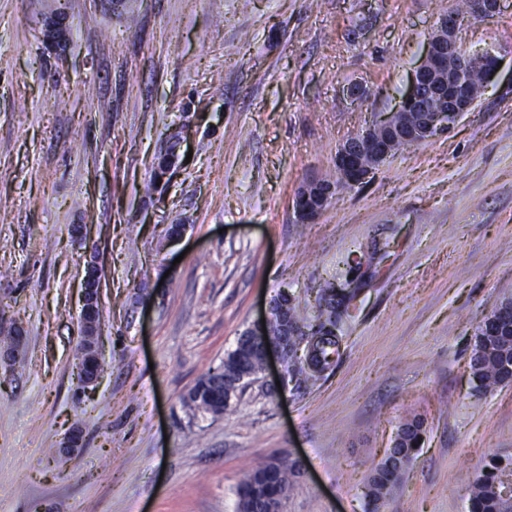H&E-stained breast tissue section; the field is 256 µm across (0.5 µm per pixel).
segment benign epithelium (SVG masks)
<instances>
[{"instance_id": "obj_1", "label": "benign epithelium", "mask_w": 512, "mask_h": 512, "mask_svg": "<svg viewBox=\"0 0 512 512\" xmlns=\"http://www.w3.org/2000/svg\"><path fill=\"white\" fill-rule=\"evenodd\" d=\"M500 11V0H472V15L493 17ZM459 19L445 15L432 34L422 64L413 74L411 86L396 111L375 121L363 134L347 140L337 151L334 164L338 181L311 180L301 186L293 200L296 222L307 224L324 211L342 185L363 183L390 155L398 141L418 144L451 129L470 111L483 94L486 79L499 67L500 58L489 51L466 54L460 47L456 30ZM480 69L484 80L470 79L468 72ZM103 275L96 257L85 264L81 288V345L77 379L83 391L93 389L103 370L97 330L100 320ZM276 303H271L265 323L248 329L240 344L256 343L262 350L259 373H264L272 356L288 363V318L274 319ZM212 377L224 379V403L231 404L246 374H231L220 368Z\"/></svg>"}]
</instances>
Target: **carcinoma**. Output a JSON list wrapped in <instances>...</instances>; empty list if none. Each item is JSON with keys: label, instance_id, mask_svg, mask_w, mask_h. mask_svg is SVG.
I'll use <instances>...</instances> for the list:
<instances>
[{"label": "carcinoma", "instance_id": "obj_1", "mask_svg": "<svg viewBox=\"0 0 512 512\" xmlns=\"http://www.w3.org/2000/svg\"><path fill=\"white\" fill-rule=\"evenodd\" d=\"M346 289L327 282L320 288V305L314 322L301 318L292 304V299L282 294L277 302L278 314L288 317L290 336L288 342H306L309 358L293 369L292 377L307 381L318 379L336 365L341 357L339 318L336 312V296ZM471 369L479 387L489 388L512 381V329L506 325L496 328L493 335L476 337ZM226 368L234 371L245 369L253 372L261 365L260 347L237 346L227 354ZM223 386L208 389L203 395L199 410L208 412L223 405ZM423 424L417 419L403 423L398 428L396 453L400 456V467L390 466V461L381 462L369 475L366 496L379 508L401 482L404 473L415 458L418 448L414 444L422 439ZM512 477V458L492 456L481 472L475 476L468 488L470 512H512V502L502 496L501 488L507 477ZM295 477V470L282 466L278 461H269L253 467L239 488L240 512H258L265 500H273L287 492Z\"/></svg>", "mask_w": 512, "mask_h": 512}]
</instances>
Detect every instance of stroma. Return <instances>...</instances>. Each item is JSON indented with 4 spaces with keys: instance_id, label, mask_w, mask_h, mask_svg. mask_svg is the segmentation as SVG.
I'll list each match as a JSON object with an SVG mask.
<instances>
[{
    "instance_id": "35a3bbf8",
    "label": "stroma",
    "mask_w": 512,
    "mask_h": 512,
    "mask_svg": "<svg viewBox=\"0 0 512 512\" xmlns=\"http://www.w3.org/2000/svg\"><path fill=\"white\" fill-rule=\"evenodd\" d=\"M456 0H0V512H238L250 465L298 474L285 512H371L399 426L423 440L380 512H468L512 457V382L479 389L476 332L512 300V0L459 42L502 63L450 132L292 201L394 111ZM362 85L357 101L347 86ZM185 225L178 241L168 237ZM103 268L104 371L77 395L79 288ZM358 289L316 384L275 362L223 415L184 398L288 294ZM83 446L61 459L68 430Z\"/></svg>"
}]
</instances>
